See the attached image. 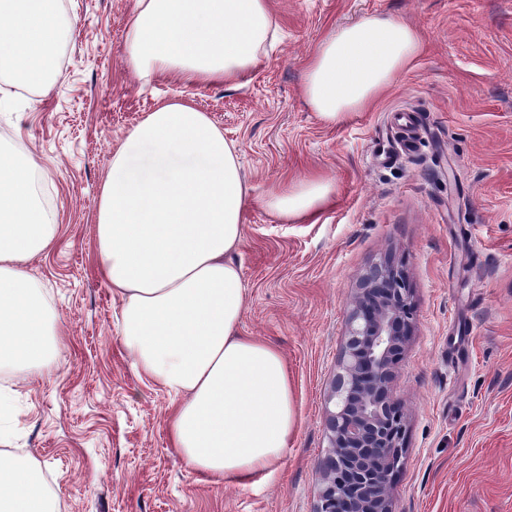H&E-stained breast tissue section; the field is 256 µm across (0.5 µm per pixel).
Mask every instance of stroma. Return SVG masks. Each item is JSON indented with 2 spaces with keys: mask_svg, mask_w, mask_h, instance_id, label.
Returning <instances> with one entry per match:
<instances>
[{
  "mask_svg": "<svg viewBox=\"0 0 512 512\" xmlns=\"http://www.w3.org/2000/svg\"><path fill=\"white\" fill-rule=\"evenodd\" d=\"M59 6L74 35L51 82L0 71V139L31 153L58 214V247L27 269L62 345L48 380L0 370L12 394L0 450L50 476L62 512H315L348 305L389 258L416 306L392 386L406 414L393 508L512 512V0H271L278 39L234 86L130 68L136 0ZM374 12L416 27L423 52L373 106L323 123L301 94L306 60L332 28ZM177 100L238 148L257 200L236 255L242 331L279 346L294 387L297 433L280 465L242 484L211 483L172 448L171 398L133 368L96 253L113 150ZM311 174L336 185L314 220L287 223L260 205L273 185Z\"/></svg>",
  "mask_w": 512,
  "mask_h": 512,
  "instance_id": "stroma-1",
  "label": "stroma"
}]
</instances>
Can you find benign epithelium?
<instances>
[{
    "instance_id": "7a95c632",
    "label": "benign epithelium",
    "mask_w": 512,
    "mask_h": 512,
    "mask_svg": "<svg viewBox=\"0 0 512 512\" xmlns=\"http://www.w3.org/2000/svg\"><path fill=\"white\" fill-rule=\"evenodd\" d=\"M404 271L385 260L349 303L346 342L327 412L330 454L316 512H393L390 477L404 451L403 416L391 394L393 365L412 327Z\"/></svg>"
}]
</instances>
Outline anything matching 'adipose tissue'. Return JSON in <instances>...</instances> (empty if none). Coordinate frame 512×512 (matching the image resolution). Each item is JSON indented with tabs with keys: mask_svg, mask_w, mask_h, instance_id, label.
I'll use <instances>...</instances> for the list:
<instances>
[{
	"mask_svg": "<svg viewBox=\"0 0 512 512\" xmlns=\"http://www.w3.org/2000/svg\"><path fill=\"white\" fill-rule=\"evenodd\" d=\"M72 27L57 0H0V66L46 84ZM273 33L270 0H137L127 62L185 85L237 83ZM415 27L367 14L310 55L302 95L328 124L370 107L422 51ZM30 153L0 142V368L34 381L60 347L28 261L57 244ZM334 193L319 175L281 182L264 205L306 220ZM235 145L190 102L160 104L122 139L99 199L101 270L121 304L123 343L146 384L172 399L167 419L185 465L214 483L274 472L297 427L286 360L243 334L247 294L234 260L253 203ZM0 512H61L33 461L0 452Z\"/></svg>",
	"mask_w": 512,
	"mask_h": 512,
	"instance_id": "ef3b65f1",
	"label": "adipose tissue"
}]
</instances>
